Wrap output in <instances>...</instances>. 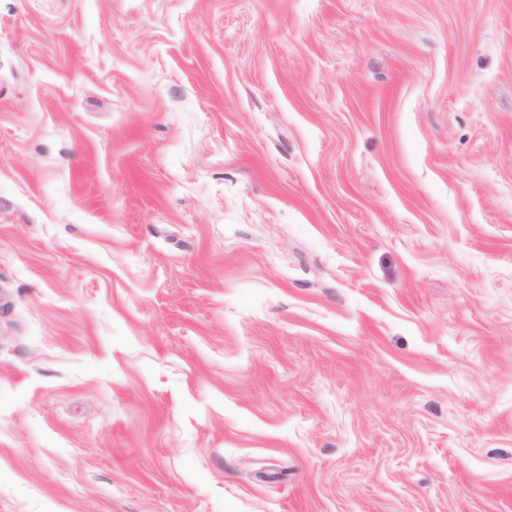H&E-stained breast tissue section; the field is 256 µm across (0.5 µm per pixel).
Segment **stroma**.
<instances>
[{
    "mask_svg": "<svg viewBox=\"0 0 512 512\" xmlns=\"http://www.w3.org/2000/svg\"><path fill=\"white\" fill-rule=\"evenodd\" d=\"M0 512H512V0H0Z\"/></svg>",
    "mask_w": 512,
    "mask_h": 512,
    "instance_id": "obj_1",
    "label": "stroma"
}]
</instances>
